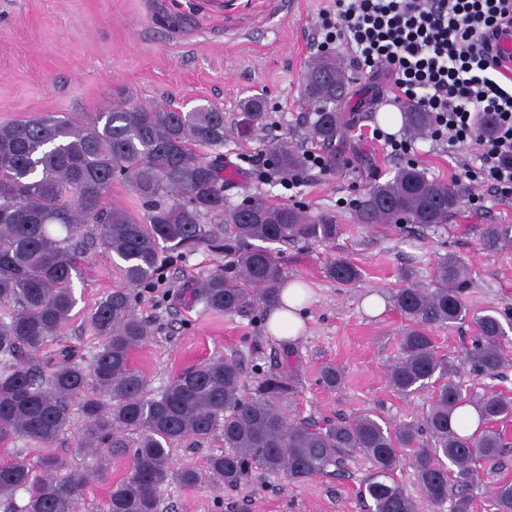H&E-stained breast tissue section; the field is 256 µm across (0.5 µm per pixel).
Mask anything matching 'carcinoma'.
Masks as SVG:
<instances>
[{
  "instance_id": "1",
  "label": "carcinoma",
  "mask_w": 512,
  "mask_h": 512,
  "mask_svg": "<svg viewBox=\"0 0 512 512\" xmlns=\"http://www.w3.org/2000/svg\"><path fill=\"white\" fill-rule=\"evenodd\" d=\"M348 83L334 55H321L307 67L302 98L309 135L325 148L333 147L351 123L342 110ZM242 109L252 122L262 123V99H248ZM402 119L413 136L431 131L425 112L410 108ZM226 134L224 112L209 106L179 112L121 103L83 121L46 113L0 125V439L25 438L43 450L34 464L0 460V498L22 491L21 512H80L81 491L92 474L66 467L51 453L59 436L74 430L78 446L103 463L108 456L125 455L126 432L135 431L131 471L109 485L103 512H160L172 444L204 440L219 430L225 451L210 456L207 468L226 487L236 486L252 464L302 482L359 453L372 466L361 494L372 501L373 512H419L394 479L400 449L408 447L416 449L414 466L426 502L439 506L451 496L453 512H470L467 490L478 478L475 464L496 463L506 447L494 424L512 417V401L495 393L467 398L435 350L431 326L469 318L476 336L465 361L495 378L504 360L503 324L494 310L469 312L463 299L468 268L452 254L439 259L435 287L407 284L394 294L395 308L413 326L402 336L403 357L389 370L390 384L409 395L432 379L438 382L419 424L393 429L377 413L324 428L291 420L283 410L293 392L290 375L269 372L248 389L233 357L189 367L158 394L131 367V351L147 337L135 313L134 289L157 278L162 250L205 245L232 255L230 269L210 274L191 300L208 311L242 314L280 305L284 274L270 245L332 242L339 233L325 215L308 216L261 197L246 207L226 205L223 157L202 153L224 146ZM269 161L272 172L283 176L303 166V157L281 144L270 146ZM117 179L143 201V217L109 206ZM459 205L453 183L431 180L425 171L407 166L369 188L359 221L378 228L404 219L427 231L448 223ZM208 220L224 223V238ZM88 224L96 225L101 244L123 262L127 287L107 294L88 313L101 338L90 363L74 359L66 348L41 362L37 356L77 305L72 280L80 275V260L72 244L85 236ZM482 241L488 250L512 244V225H485ZM325 274L344 285L361 277L346 258L331 261ZM73 402L83 417L76 428ZM466 404L479 416L471 435L452 425L455 410ZM447 461L456 468L452 477ZM493 508L512 512L511 481L494 489Z\"/></svg>"
}]
</instances>
